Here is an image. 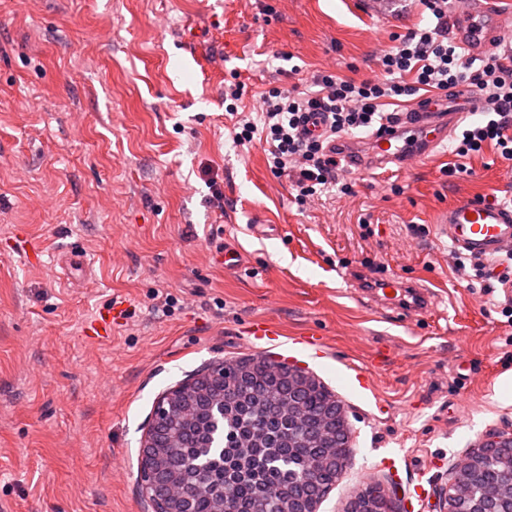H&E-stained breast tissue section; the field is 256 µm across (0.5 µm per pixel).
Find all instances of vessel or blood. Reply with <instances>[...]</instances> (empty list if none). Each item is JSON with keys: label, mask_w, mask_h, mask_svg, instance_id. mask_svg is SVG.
Listing matches in <instances>:
<instances>
[{"label": "vessel or blood", "mask_w": 512, "mask_h": 512, "mask_svg": "<svg viewBox=\"0 0 512 512\" xmlns=\"http://www.w3.org/2000/svg\"><path fill=\"white\" fill-rule=\"evenodd\" d=\"M506 19V14L493 9L490 0H461L453 9L455 37L471 54L486 53L500 38ZM472 109L471 100L464 95L437 111L414 113L411 121L400 129L374 133L362 143L344 138L339 140L338 147L351 169L414 165L428 160L459 123L471 116ZM435 224L438 236L471 257L493 256L512 246V208L487 205L463 196L440 210ZM358 285L368 289L377 305L394 311L423 313L435 305L426 288L396 277L376 282L362 277ZM125 316V307L114 304L92 326V334L99 339L109 338L113 324ZM248 334L254 343L262 344L279 340L283 331L275 321L259 320L250 324Z\"/></svg>", "instance_id": "1"}]
</instances>
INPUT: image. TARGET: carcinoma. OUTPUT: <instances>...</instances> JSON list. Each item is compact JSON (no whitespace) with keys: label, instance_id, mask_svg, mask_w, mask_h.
Wrapping results in <instances>:
<instances>
[{"label":"carcinoma","instance_id":"cac0c4a2","mask_svg":"<svg viewBox=\"0 0 512 512\" xmlns=\"http://www.w3.org/2000/svg\"><path fill=\"white\" fill-rule=\"evenodd\" d=\"M238 366L246 372L235 387L201 370L193 385L171 393L148 459L155 505L169 512H317L352 460L350 447L330 451L306 438L327 422L333 395L261 356ZM473 479L512 491V467L498 461L482 462ZM172 482L187 499L164 497ZM346 512H391V505L367 485Z\"/></svg>","mask_w":512,"mask_h":512}]
</instances>
